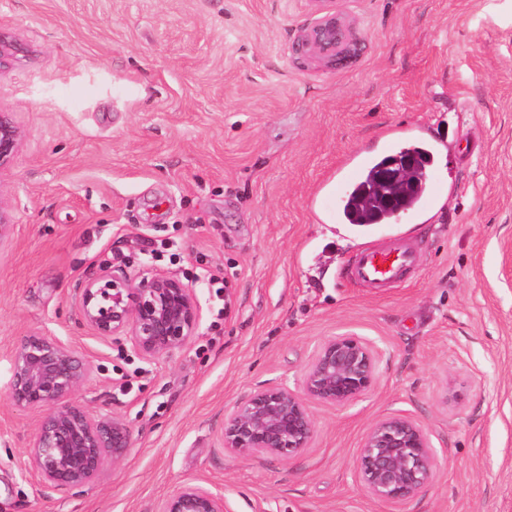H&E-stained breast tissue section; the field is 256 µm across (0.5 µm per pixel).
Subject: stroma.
Here are the masks:
<instances>
[{
    "mask_svg": "<svg viewBox=\"0 0 512 512\" xmlns=\"http://www.w3.org/2000/svg\"><path fill=\"white\" fill-rule=\"evenodd\" d=\"M357 53L336 68L293 50L308 0H0L14 44L0 112L22 147L0 175L14 234L0 247V512H155L188 483L226 512H512V0H333ZM428 140L441 190L399 223H344L326 194L396 137ZM424 248L403 285H352L357 253ZM164 269L202 319L152 363L77 323L86 271ZM224 278L227 298L210 277ZM58 337L95 359L91 408L133 430L123 461L74 493L26 469L37 412L9 398L15 343ZM357 337L372 388L310 403L291 460L223 447L224 417L260 386L298 387L317 346ZM390 414L430 434L420 496L356 481Z\"/></svg>",
    "mask_w": 512,
    "mask_h": 512,
    "instance_id": "1",
    "label": "stroma"
}]
</instances>
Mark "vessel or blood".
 I'll use <instances>...</instances> for the list:
<instances>
[{"label": "vessel or blood", "mask_w": 512, "mask_h": 512, "mask_svg": "<svg viewBox=\"0 0 512 512\" xmlns=\"http://www.w3.org/2000/svg\"><path fill=\"white\" fill-rule=\"evenodd\" d=\"M416 262L415 252L403 245L367 249L353 260V278L356 283L383 289L402 281Z\"/></svg>", "instance_id": "1"}]
</instances>
